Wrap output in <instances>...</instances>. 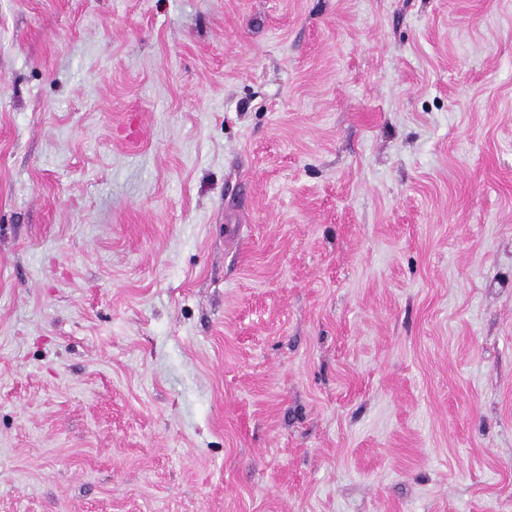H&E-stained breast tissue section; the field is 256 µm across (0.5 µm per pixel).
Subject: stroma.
Masks as SVG:
<instances>
[{
    "label": "stroma",
    "instance_id": "stroma-1",
    "mask_svg": "<svg viewBox=\"0 0 512 512\" xmlns=\"http://www.w3.org/2000/svg\"><path fill=\"white\" fill-rule=\"evenodd\" d=\"M0 512H512V0H0Z\"/></svg>",
    "mask_w": 512,
    "mask_h": 512
}]
</instances>
